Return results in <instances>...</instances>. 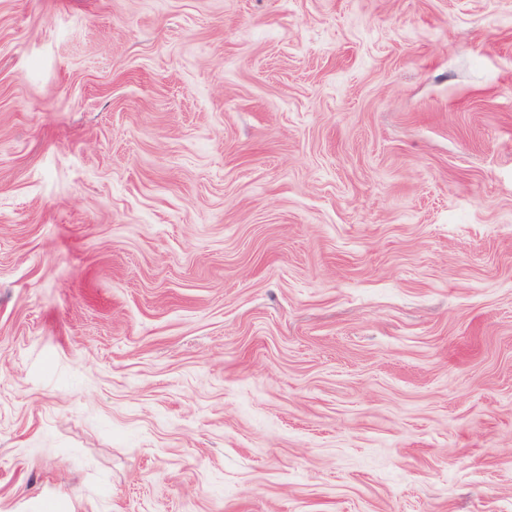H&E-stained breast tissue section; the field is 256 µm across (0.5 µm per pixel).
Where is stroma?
I'll return each mask as SVG.
<instances>
[{
    "label": "stroma",
    "mask_w": 512,
    "mask_h": 512,
    "mask_svg": "<svg viewBox=\"0 0 512 512\" xmlns=\"http://www.w3.org/2000/svg\"><path fill=\"white\" fill-rule=\"evenodd\" d=\"M512 512V0H0V512Z\"/></svg>",
    "instance_id": "obj_1"
}]
</instances>
